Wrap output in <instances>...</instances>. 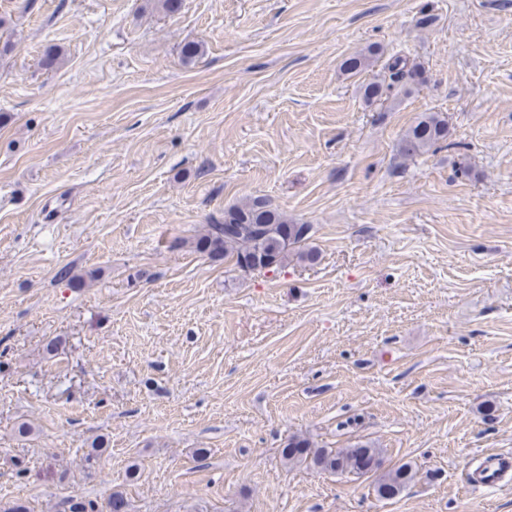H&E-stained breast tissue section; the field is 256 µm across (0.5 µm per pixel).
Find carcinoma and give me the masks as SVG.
<instances>
[{
    "instance_id": "obj_1",
    "label": "carcinoma",
    "mask_w": 512,
    "mask_h": 512,
    "mask_svg": "<svg viewBox=\"0 0 512 512\" xmlns=\"http://www.w3.org/2000/svg\"><path fill=\"white\" fill-rule=\"evenodd\" d=\"M377 55L370 48L345 62L348 71H362L371 66ZM390 82L374 79L363 86L364 99L374 103L390 97L394 89L409 94L411 85L420 79V73L407 68L404 59L391 57L385 64ZM448 121L439 112L421 115L399 138L396 151L404 159H412L431 148L448 141ZM310 225L298 224L265 198H253L224 209V221L205 224L191 241L194 252L213 260L231 258L245 273L276 275L286 267L288 259L295 256L301 261L314 263L318 251L307 245ZM285 461L309 462L323 470L350 472L356 475L380 473L375 484L376 494L392 499L401 494L413 481L415 473L407 464L384 469L382 452L368 444L343 448L333 452L315 448L306 439L293 438L283 449ZM60 512H98L95 503L79 496L61 502Z\"/></svg>"
}]
</instances>
